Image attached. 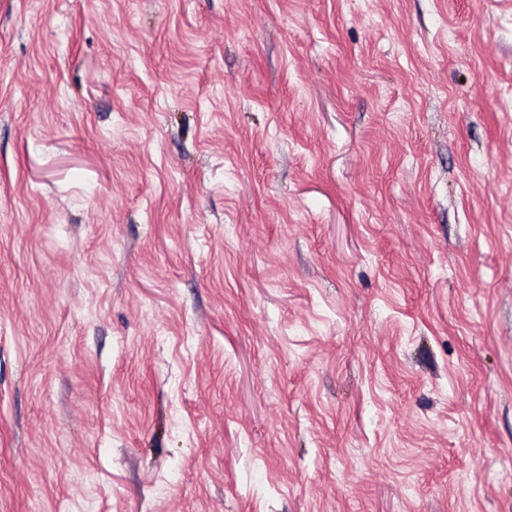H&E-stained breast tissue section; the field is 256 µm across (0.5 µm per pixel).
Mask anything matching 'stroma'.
Wrapping results in <instances>:
<instances>
[{
	"label": "stroma",
	"mask_w": 512,
	"mask_h": 512,
	"mask_svg": "<svg viewBox=\"0 0 512 512\" xmlns=\"http://www.w3.org/2000/svg\"><path fill=\"white\" fill-rule=\"evenodd\" d=\"M0 512H512V0H0Z\"/></svg>",
	"instance_id": "35a3bbf8"
}]
</instances>
